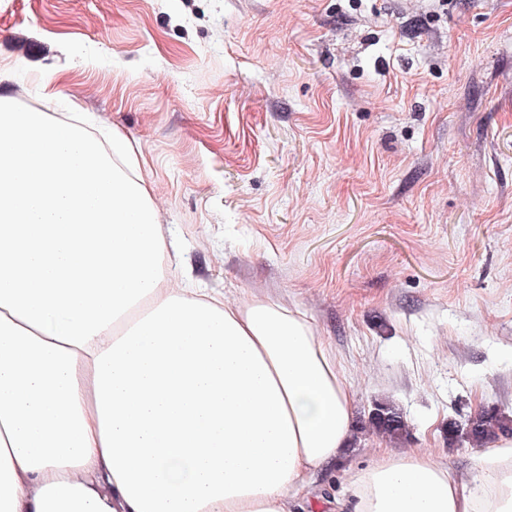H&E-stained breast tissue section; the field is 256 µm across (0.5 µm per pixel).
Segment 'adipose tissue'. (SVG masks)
Here are the masks:
<instances>
[{"label": "adipose tissue", "mask_w": 512, "mask_h": 512, "mask_svg": "<svg viewBox=\"0 0 512 512\" xmlns=\"http://www.w3.org/2000/svg\"><path fill=\"white\" fill-rule=\"evenodd\" d=\"M135 146L0 110V512H290L344 457L352 392L299 311L166 277ZM469 478L381 448L356 512H512V441Z\"/></svg>", "instance_id": "obj_1"}]
</instances>
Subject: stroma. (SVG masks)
<instances>
[{
    "mask_svg": "<svg viewBox=\"0 0 512 512\" xmlns=\"http://www.w3.org/2000/svg\"><path fill=\"white\" fill-rule=\"evenodd\" d=\"M12 110L140 149L174 279L310 317L357 419L466 475L512 416V0H0ZM354 512L343 468L294 512ZM366 427L391 443H401L408 435V424L399 406L386 398L373 402ZM508 435H512V417L492 409L484 410L474 419L468 418L464 425L456 421L448 423V441L452 444L460 438L472 445H481Z\"/></svg>",
    "mask_w": 512,
    "mask_h": 512,
    "instance_id": "stroma-1",
    "label": "stroma"
}]
</instances>
